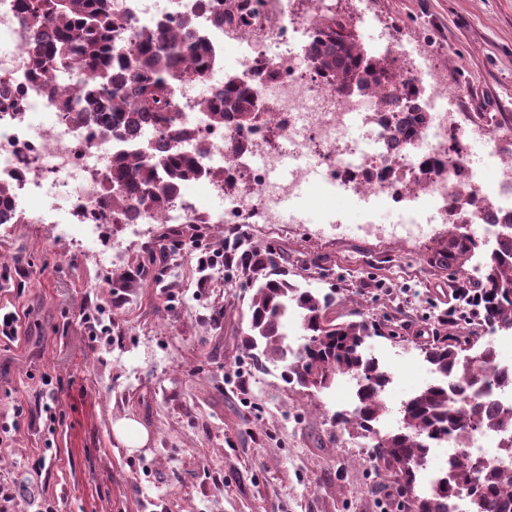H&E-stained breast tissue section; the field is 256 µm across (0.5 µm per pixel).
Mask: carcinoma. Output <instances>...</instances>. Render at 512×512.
<instances>
[{
	"label": "carcinoma",
	"mask_w": 512,
	"mask_h": 512,
	"mask_svg": "<svg viewBox=\"0 0 512 512\" xmlns=\"http://www.w3.org/2000/svg\"><path fill=\"white\" fill-rule=\"evenodd\" d=\"M19 19L32 31L28 52L35 71L57 67L68 76L75 64L80 76L72 93L59 103L74 122L94 127L107 139H124L135 133L145 118L157 126L161 147L145 159L119 157L112 166L110 186L103 196L107 209L161 211L181 194L183 186L207 179L213 171L199 157L210 151L200 142L196 154L183 145L194 139L189 125L175 120L174 90L183 78V63L193 60L205 72L216 58L204 43L187 39L196 15L183 14L179 29H170L164 18L140 28L135 48L126 52L114 42V32L126 23L112 0H17ZM323 36L313 49L315 68L336 78L340 89L350 79L379 80L387 63L366 59L360 44L334 17L322 20ZM253 100L244 77L232 75L217 88L210 106L213 125L232 117L240 125L252 120ZM478 249L470 235L448 231V246L433 255L435 263L461 276ZM165 247L141 257L139 265H168ZM280 254L250 247L239 253L235 267L251 280L249 329L241 339L243 349L256 364L269 360L282 364V378L312 392L329 388L338 377L355 383L356 404L338 412L333 422L351 435L369 440V459L382 474V488H393L407 499L408 512H455L453 494L467 491L472 512H512V470L479 465L468 454L471 435L482 429L512 431V409L497 407L478 394V373L494 368L496 352L486 344L473 350L470 336H448L423 349L436 381L410 397L399 409L400 425L380 433L373 423L386 411L382 394L390 373L367 352V342L382 335L371 320L338 322L332 316L336 292L317 295L288 279L280 269ZM478 309V316L498 331L512 332V223L503 225L496 247L483 271L463 285ZM301 318L302 343L294 350L286 336L288 317ZM450 442L455 453L446 473L426 492L417 491V475L433 445Z\"/></svg>",
	"instance_id": "carcinoma-1"
}]
</instances>
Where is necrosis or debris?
<instances>
[{"label": "necrosis or debris", "mask_w": 512, "mask_h": 512, "mask_svg": "<svg viewBox=\"0 0 512 512\" xmlns=\"http://www.w3.org/2000/svg\"><path fill=\"white\" fill-rule=\"evenodd\" d=\"M335 0H276L274 14L246 15V0H125L126 47L135 31L164 17L177 24L182 13L197 15L196 34L216 54L225 39L243 46L242 70L264 110L245 127L225 121L211 125L207 104L216 85L208 72L188 68L175 95L179 110L211 150L202 164L214 170L202 181L204 196L219 201V212L202 211L175 199L162 213H98V202L118 156L155 146L154 130L116 142L72 123L55 98L39 90L27 51L31 34L22 25L16 0H0V183L9 185L15 205L38 204L47 224H77L95 230L111 224H326L301 200L314 179L329 191L367 198L395 210L415 228L457 221L458 194L472 205L468 216L479 240L496 235L512 219V155L487 125L469 120L455 103L459 88L433 54L412 48L396 34L375 45L386 78L341 91L332 76L309 67L319 18ZM224 15L223 26L214 19ZM487 143L492 175L484 177L470 160L472 142ZM67 211H55L57 196Z\"/></svg>", "instance_id": "4bbe7bcc"}]
</instances>
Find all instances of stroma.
<instances>
[{
  "instance_id": "stroma-1",
  "label": "stroma",
  "mask_w": 512,
  "mask_h": 512,
  "mask_svg": "<svg viewBox=\"0 0 512 512\" xmlns=\"http://www.w3.org/2000/svg\"><path fill=\"white\" fill-rule=\"evenodd\" d=\"M408 40L438 51L462 111L512 125V0H369ZM314 212L337 224L260 229L252 242L282 252L300 287L336 293V313L362 312L384 327L370 342L390 372L388 427L401 403L432 378L422 349L455 333L512 349V334L461 321L457 283L431 256L448 227L432 225L409 246L392 234L358 233L364 212L349 195L311 187ZM236 224H152L119 233L110 267L90 257L80 229L23 221L0 228V307L17 310V338L0 343V457L15 481V512H405L395 490L360 464L368 442L332 427L354 386L310 392L286 384L282 366H250L241 339L253 290L243 279L199 276L198 242L223 252ZM166 245L179 254L175 287L155 268L131 270L135 291L112 273ZM129 269V268H128ZM224 305L221 323L211 306ZM118 306L109 335L88 336L84 309ZM49 392H42L44 377ZM130 418L150 441L127 447L113 431ZM51 459L35 471L39 454Z\"/></svg>"
}]
</instances>
